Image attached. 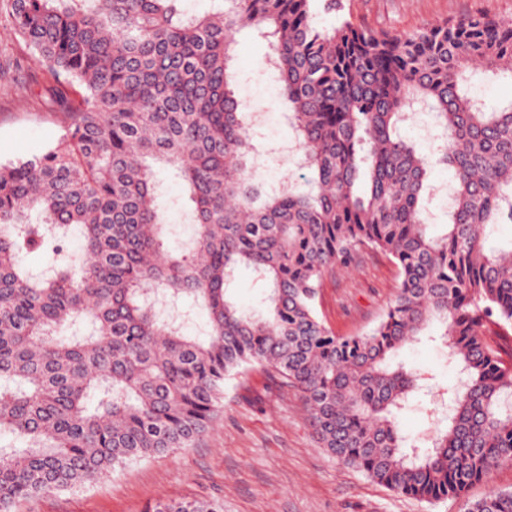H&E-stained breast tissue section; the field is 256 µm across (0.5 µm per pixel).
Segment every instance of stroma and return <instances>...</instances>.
I'll return each mask as SVG.
<instances>
[{
    "mask_svg": "<svg viewBox=\"0 0 512 512\" xmlns=\"http://www.w3.org/2000/svg\"><path fill=\"white\" fill-rule=\"evenodd\" d=\"M482 13L512 18V0H336L335 9H318L315 20L329 28L342 20L377 31L407 34ZM267 39L255 30L237 34L235 92L261 113L251 128V160L265 188L298 176V160H286L280 149L291 142L286 108L281 105L275 72L264 68ZM0 90V161L8 162L43 151L70 125L67 114L47 107L39 88L45 73L22 67L4 77ZM156 179L169 201L170 244L190 237L182 207L180 179L160 169ZM431 190L425 197L430 224L442 227L448 203L440 186L455 183L449 166L428 172ZM399 284L396 265L384 254L362 249L358 258L325 271L316 309L336 335L351 336L372 328L383 315ZM431 323L427 336L397 355L405 367L430 371L411 406L402 411L400 427L407 446H420L426 432L446 423V392L459 380ZM512 491V466L495 470L488 481L473 485L461 498L428 503L398 495L341 464L319 448L299 394L268 387L260 370L227 381L224 402L208 433L193 447L133 460L88 486L54 491L19 502L15 512H143L157 501L191 498L223 505L224 512H464L468 501L489 489Z\"/></svg>",
    "mask_w": 512,
    "mask_h": 512,
    "instance_id": "35a3bbf8",
    "label": "stroma"
}]
</instances>
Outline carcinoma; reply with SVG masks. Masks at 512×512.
Segmentation results:
<instances>
[{"label":"carcinoma","mask_w":512,"mask_h":512,"mask_svg":"<svg viewBox=\"0 0 512 512\" xmlns=\"http://www.w3.org/2000/svg\"><path fill=\"white\" fill-rule=\"evenodd\" d=\"M0 0V26L52 79L71 116L56 145L0 164V512L91 483L125 462L188 448L209 428L224 383L259 366L304 400L319 447L398 494L458 498L512 465V358L488 325L512 330V248H486L512 223V106L487 111L464 85L475 69L512 78V20L467 15L410 35L314 22L316 0ZM270 38L303 169L260 197L247 112L234 90V37ZM444 130L436 162L454 169L447 230L431 233L429 161L399 134L410 103ZM182 180L187 245L171 250L153 164ZM365 178L368 191L358 192ZM51 225L80 228L82 256ZM366 245L400 270L394 299L366 333L338 336L315 309L332 265ZM50 252L52 273L23 258ZM270 286L266 314L228 293L238 267ZM187 297L202 338L150 294ZM465 372L448 429L404 450L397 414L422 372L391 359L432 320ZM92 327L70 337L77 321ZM144 512H223L196 499ZM467 512H512L491 490Z\"/></svg>","instance_id":"1"}]
</instances>
